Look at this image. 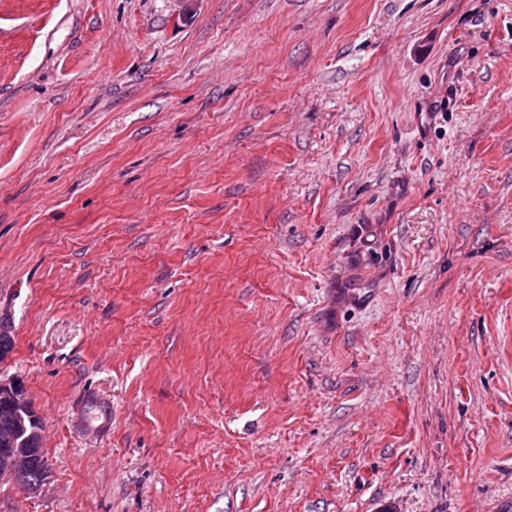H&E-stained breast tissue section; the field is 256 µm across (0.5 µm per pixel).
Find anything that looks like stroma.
Segmentation results:
<instances>
[{
    "label": "stroma",
    "mask_w": 512,
    "mask_h": 512,
    "mask_svg": "<svg viewBox=\"0 0 512 512\" xmlns=\"http://www.w3.org/2000/svg\"><path fill=\"white\" fill-rule=\"evenodd\" d=\"M0 512H512V0H0ZM18 420L16 423V434L19 437L18 447L12 438L15 426V413ZM34 417L30 416V403L24 392H20L14 379H0V469L8 473L19 469L27 461L31 448H34L27 465L20 471L13 474L0 473V477L9 476L20 485L34 490L39 487L47 474V464L42 452L41 426L37 424L30 426ZM28 447H27V440ZM27 447V448H26Z\"/></svg>",
    "instance_id": "stroma-1"
}]
</instances>
